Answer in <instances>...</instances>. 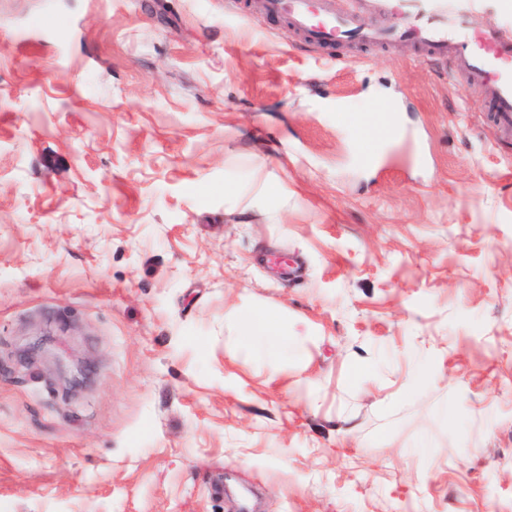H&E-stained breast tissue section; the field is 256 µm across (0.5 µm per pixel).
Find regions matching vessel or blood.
I'll return each instance as SVG.
<instances>
[{
    "label": "vessel or blood",
    "mask_w": 512,
    "mask_h": 512,
    "mask_svg": "<svg viewBox=\"0 0 512 512\" xmlns=\"http://www.w3.org/2000/svg\"><path fill=\"white\" fill-rule=\"evenodd\" d=\"M269 17L287 20L311 48L413 42L425 58L449 60L483 91L494 125L512 134V23L484 21L486 0H364L361 9L336 11L331 0H262ZM398 14L400 27L373 28L367 11Z\"/></svg>",
    "instance_id": "vessel-or-blood-1"
}]
</instances>
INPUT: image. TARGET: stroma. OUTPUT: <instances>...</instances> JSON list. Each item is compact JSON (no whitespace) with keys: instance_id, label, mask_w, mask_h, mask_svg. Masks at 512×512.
<instances>
[{"instance_id":"stroma-1","label":"stroma","mask_w":512,"mask_h":512,"mask_svg":"<svg viewBox=\"0 0 512 512\" xmlns=\"http://www.w3.org/2000/svg\"><path fill=\"white\" fill-rule=\"evenodd\" d=\"M347 53L258 0H0V512H512V138ZM373 87L410 141L368 168ZM240 336L251 345L275 354L288 355V333H284L277 317L258 309L236 315Z\"/></svg>"}]
</instances>
